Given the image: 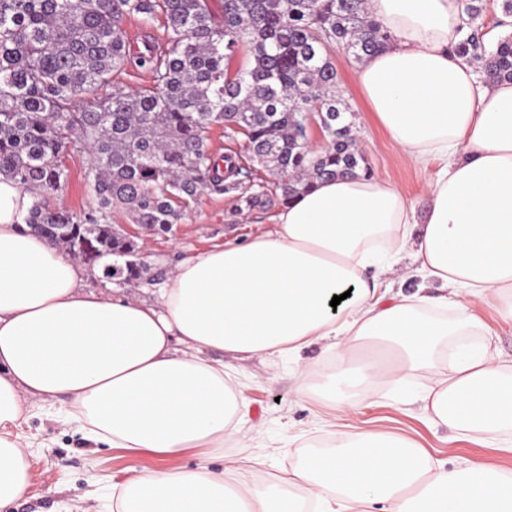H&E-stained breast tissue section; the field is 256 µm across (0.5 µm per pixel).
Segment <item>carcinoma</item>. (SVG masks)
Returning <instances> with one entry per match:
<instances>
[{"instance_id": "cac0c4a2", "label": "carcinoma", "mask_w": 512, "mask_h": 512, "mask_svg": "<svg viewBox=\"0 0 512 512\" xmlns=\"http://www.w3.org/2000/svg\"><path fill=\"white\" fill-rule=\"evenodd\" d=\"M136 18L167 33L135 47L122 24ZM389 40L367 0H0V175L32 195L25 223L83 263L127 257L105 275L140 278L133 246L112 233V213L167 233L204 194L239 192L248 209L285 203L313 181L361 170L349 107L330 53L361 62ZM454 51L486 83L512 81V35L489 49L469 27ZM126 70L151 74L129 90ZM313 112L328 138L304 151ZM243 136L244 156L212 154L205 132ZM83 148L94 207L78 217L52 204L67 178L62 157ZM275 177L245 186L238 176Z\"/></svg>"}]
</instances>
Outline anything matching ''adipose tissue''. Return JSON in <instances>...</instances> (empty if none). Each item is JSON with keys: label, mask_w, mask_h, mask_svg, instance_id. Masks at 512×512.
<instances>
[{"label": "adipose tissue", "mask_w": 512, "mask_h": 512, "mask_svg": "<svg viewBox=\"0 0 512 512\" xmlns=\"http://www.w3.org/2000/svg\"><path fill=\"white\" fill-rule=\"evenodd\" d=\"M368 10L389 40L357 85L373 122L433 170L422 206L388 181H315L270 231L183 260L148 304L83 290L84 269L25 224L31 196L0 176V505L30 489L23 426L37 400L112 448L205 449L193 468L113 485L111 512H512L511 473L449 468L386 433L328 431L271 483L251 480L258 460L239 451L249 405L223 354L317 341L337 361L316 378L300 368L299 390L329 409L420 372L431 423L512 447V358L479 338L485 307L512 327V83H479L454 53L466 0ZM405 259L441 296L392 294L385 276Z\"/></svg>", "instance_id": "obj_1"}]
</instances>
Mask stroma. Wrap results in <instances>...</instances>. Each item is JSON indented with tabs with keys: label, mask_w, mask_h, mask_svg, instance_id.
<instances>
[{
	"label": "stroma",
	"mask_w": 512,
	"mask_h": 512,
	"mask_svg": "<svg viewBox=\"0 0 512 512\" xmlns=\"http://www.w3.org/2000/svg\"><path fill=\"white\" fill-rule=\"evenodd\" d=\"M339 89L353 111L356 145L365 156L374 177L396 184L408 200L424 196L430 175L407 163L389 136L376 126L361 98L356 83L357 62L336 51L331 55ZM68 180L56 201L74 214L87 211L91 203L88 156L83 152L65 155ZM275 207L242 209L237 193L201 197L171 232L144 236L140 255L146 264L142 277L122 283L107 279L100 266L89 269L85 289L108 292L121 288L137 300H151L155 291L170 279L184 258L208 250L228 240L243 241L268 231ZM333 358L322 344L305 348L300 358L225 355L227 371L237 375L239 389L250 405L245 426L246 451L260 455L259 476L272 480L281 469L301 461L306 447L320 441L330 426L358 432L390 431L412 440L434 460L454 467L466 462L475 466L493 464L512 471V452L468 440L451 439L446 428L427 421L417 397L424 380L407 378L377 396L358 395L356 410L342 414L326 409L314 395L298 392L299 362L322 369ZM25 434L33 437L35 449L30 459L31 487L26 497L0 506V512H99V502L85 496L87 490L103 489L126 480L131 471H157L168 467H194L201 450L162 460L148 452L130 454L122 448H98L74 429L33 409Z\"/></svg>",
	"instance_id": "35a3bbf8"
}]
</instances>
